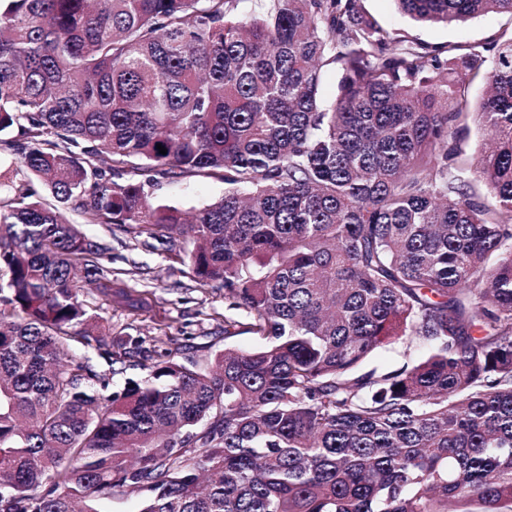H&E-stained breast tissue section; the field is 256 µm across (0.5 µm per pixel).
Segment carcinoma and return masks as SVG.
Listing matches in <instances>:
<instances>
[{
    "label": "carcinoma",
    "instance_id": "1",
    "mask_svg": "<svg viewBox=\"0 0 512 512\" xmlns=\"http://www.w3.org/2000/svg\"><path fill=\"white\" fill-rule=\"evenodd\" d=\"M394 2L422 24L512 17ZM477 79L492 146L469 160ZM2 133L29 181L0 171V512L123 489L139 512H512V36L459 54L361 0H0ZM188 177L224 195L187 219L151 201ZM70 211L189 238L182 261L259 345L226 336L202 365L113 344L84 285L148 302ZM71 341L146 375L115 389ZM397 342L425 353L360 372ZM485 86L481 80H476L464 87V98L466 100V118L463 122V144L468 156L478 152L484 143L485 135L480 128L477 117L474 114L477 104L484 95Z\"/></svg>",
    "mask_w": 512,
    "mask_h": 512
}]
</instances>
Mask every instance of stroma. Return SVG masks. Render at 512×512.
<instances>
[{
	"label": "stroma",
	"mask_w": 512,
	"mask_h": 512,
	"mask_svg": "<svg viewBox=\"0 0 512 512\" xmlns=\"http://www.w3.org/2000/svg\"><path fill=\"white\" fill-rule=\"evenodd\" d=\"M364 10L384 28L432 44H452L460 48L489 38L512 33V17L488 14L452 26H417L399 13L392 0H362ZM224 184L217 179L188 178L177 184L161 182L154 189L157 200L188 212L221 198ZM90 237L110 249L113 271L122 273L133 287L148 291L151 309L130 315L117 304L105 300L95 288H84V303L112 327L113 339L126 336L159 338L164 348L182 349L184 356L206 362L224 347V319L229 312L224 290L214 284H200L192 271L175 259L176 251L188 249L185 240L175 245L131 232L118 224H88Z\"/></svg>",
	"instance_id": "stroma-1"
}]
</instances>
